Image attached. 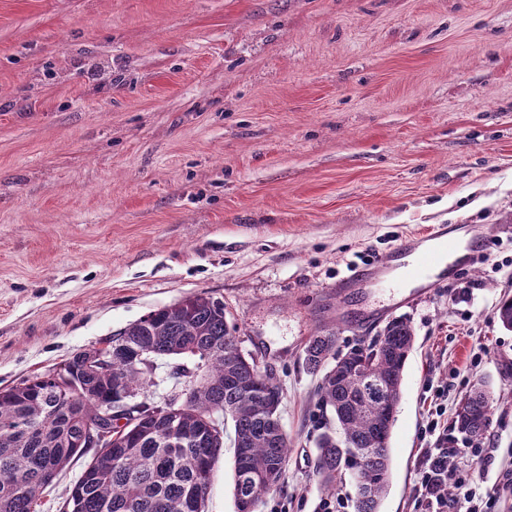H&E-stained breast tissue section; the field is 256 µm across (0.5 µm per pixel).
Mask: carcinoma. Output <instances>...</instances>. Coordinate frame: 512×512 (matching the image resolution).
Masks as SVG:
<instances>
[{"instance_id":"carcinoma-1","label":"carcinoma","mask_w":512,"mask_h":512,"mask_svg":"<svg viewBox=\"0 0 512 512\" xmlns=\"http://www.w3.org/2000/svg\"><path fill=\"white\" fill-rule=\"evenodd\" d=\"M224 304L202 295L164 306L110 341V371L85 368V353L64 361L75 388H61L45 373L0 389V512H35L40 489L86 449L84 431L102 419L125 393H136L163 357L191 358L201 370L197 391L178 411L181 444L171 446L165 422L144 403L139 429L112 448H99L86 464L63 508L66 512H205L211 477L224 448L220 436L199 442L205 420L218 414L234 423L233 494L237 512H258L267 489L279 485L290 440L280 419L281 394L272 373L240 348ZM415 334L404 318L389 320L368 345L336 353V337L310 338L304 349L308 372L320 376L319 407L331 415L317 441V470L334 490L349 475L356 512H379L392 467L389 438L404 368ZM372 379L381 397L363 391ZM488 393L478 384L460 399L454 422L470 438L487 429Z\"/></svg>"}]
</instances>
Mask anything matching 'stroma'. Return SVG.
Instances as JSON below:
<instances>
[{
	"instance_id": "35a3bbf8",
	"label": "stroma",
	"mask_w": 512,
	"mask_h": 512,
	"mask_svg": "<svg viewBox=\"0 0 512 512\" xmlns=\"http://www.w3.org/2000/svg\"><path fill=\"white\" fill-rule=\"evenodd\" d=\"M433 224L486 245L397 311L415 344L380 512H423L431 387L453 408L487 382L485 486L512 467V0H0V389L219 299L283 393L292 447L260 512H316L305 346L371 342L387 282L349 275ZM224 437L208 512H236Z\"/></svg>"
}]
</instances>
